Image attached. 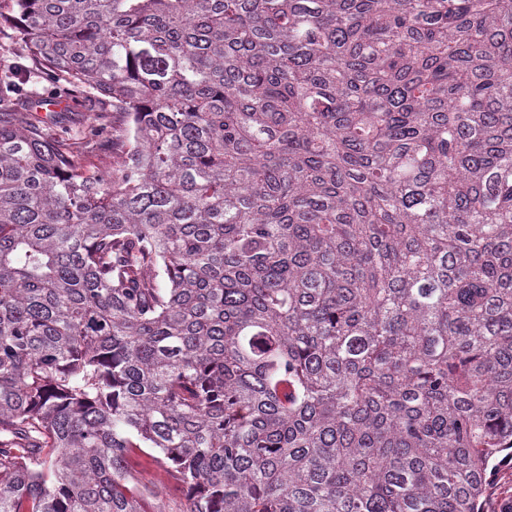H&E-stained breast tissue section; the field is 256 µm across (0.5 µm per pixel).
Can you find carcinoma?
Masks as SVG:
<instances>
[{
  "label": "carcinoma",
  "mask_w": 512,
  "mask_h": 512,
  "mask_svg": "<svg viewBox=\"0 0 512 512\" xmlns=\"http://www.w3.org/2000/svg\"><path fill=\"white\" fill-rule=\"evenodd\" d=\"M124 134L0 93V512H482L512 448V0H7ZM16 94L19 97H31L34 107L39 112H29L33 116L51 124L56 119V125L52 127L57 136L67 143L71 144L74 152L79 156L81 161L87 166H95L104 169L110 162V159L100 152V142L109 138L123 134L124 125L122 118L115 112H106L100 116L97 123L93 126L98 131V135H92L89 127L82 120V115L89 112L82 111L80 102H75L69 97V106L67 111L71 112H44L41 108L46 107L43 104L49 102L45 97L53 95H61V83L56 79L50 78L44 73L32 69L30 72L19 76L16 80ZM40 101V103H38ZM38 103V104H37ZM113 113V114H112ZM81 129L83 131H81ZM80 131V132H79Z\"/></svg>",
  "instance_id": "1"
}]
</instances>
